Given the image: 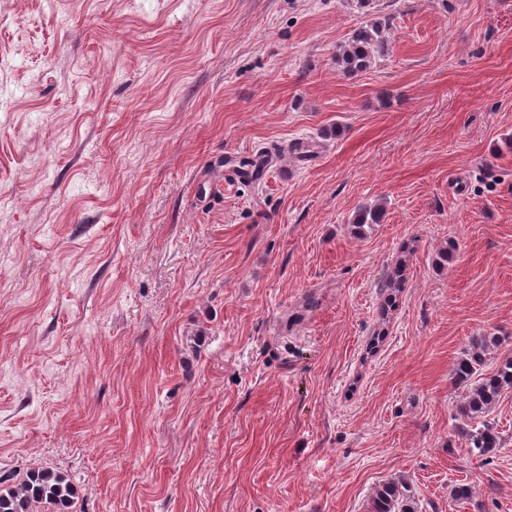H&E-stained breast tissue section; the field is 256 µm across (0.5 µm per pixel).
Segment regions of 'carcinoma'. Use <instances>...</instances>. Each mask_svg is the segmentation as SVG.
Listing matches in <instances>:
<instances>
[{"instance_id": "carcinoma-1", "label": "carcinoma", "mask_w": 512, "mask_h": 512, "mask_svg": "<svg viewBox=\"0 0 512 512\" xmlns=\"http://www.w3.org/2000/svg\"><path fill=\"white\" fill-rule=\"evenodd\" d=\"M389 18L374 17L353 30L347 42L336 50V64L348 73L369 69L388 50ZM383 208L363 206L357 210L352 225L357 231L364 226L381 223ZM405 283V267L395 265L386 273L385 288L390 291L388 304ZM497 342L495 336H474L469 351L455 364L453 385L463 389L456 404L455 418L466 422L462 435L470 455L486 462L502 448V437L487 415L501 393L512 388V357L499 362L489 374H482L484 354ZM78 492L67 476L50 467H37L15 475V482L3 485L0 480V512H69ZM369 512H415L409 487L404 483L388 482L378 488Z\"/></svg>"}]
</instances>
